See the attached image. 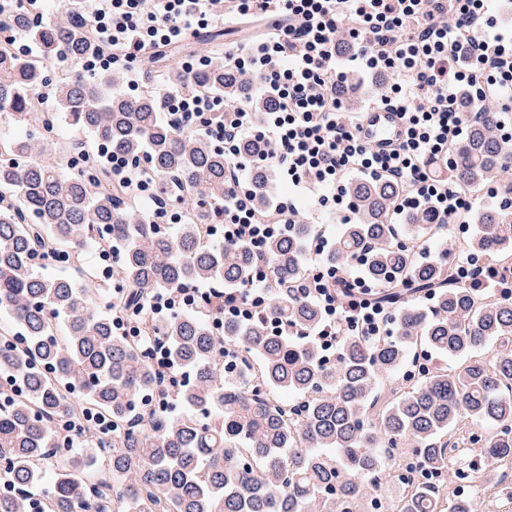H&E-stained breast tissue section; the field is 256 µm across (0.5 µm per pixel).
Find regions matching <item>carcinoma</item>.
Masks as SVG:
<instances>
[{
	"instance_id": "cac0c4a2",
	"label": "carcinoma",
	"mask_w": 512,
	"mask_h": 512,
	"mask_svg": "<svg viewBox=\"0 0 512 512\" xmlns=\"http://www.w3.org/2000/svg\"><path fill=\"white\" fill-rule=\"evenodd\" d=\"M61 17L35 25L37 59L0 44V121L36 123L38 136L0 134V369L24 380L22 394L0 406V512H33L28 493L40 494L42 512H376L385 497L380 473L392 471L401 488L400 512H476L469 499L447 502L448 476L478 474L482 491L502 492L499 469L512 465V295L481 296L451 277L448 266L420 256L433 230L424 212L404 215L409 236L399 238L389 216L401 193L387 182L348 186L358 222L346 224L332 264L366 251L365 275L384 285L397 335L382 342L346 336L336 360L308 341L275 336L256 319L217 330L218 307L169 318L160 328L170 370L157 372L141 341L119 336L109 309L95 300L107 290L86 258L103 244L118 249L112 281L136 304L156 288L207 284L239 288L254 265L244 244L208 240L207 226L224 209V152L206 138L180 134L164 123L150 93L112 95L114 75L52 76L48 63L65 51L73 59L93 42L76 8L60 0ZM173 82L237 97L242 85L216 66ZM51 87L53 110L40 111L38 88ZM68 124L97 143L150 169L165 199L182 210L171 229L150 224L130 189L112 186L97 163L76 162L82 144L59 145ZM508 147L490 120L470 126L453 150L448 177L463 189L501 182L512 195ZM257 199H266L270 170L253 174ZM476 232L466 249L505 266L512 252V210L501 205L466 217ZM313 237L295 224L272 239L266 253L281 283L269 312L300 329L320 313L300 284ZM78 258L48 275L37 254L44 245ZM430 291L433 304L415 297ZM419 346L438 362L384 390L382 375L403 365ZM456 359L448 367L446 358ZM235 369L224 378V366ZM187 370L190 381L179 382ZM174 401L185 412L146 410L150 399ZM112 419V438L89 456L59 442L58 427L75 412ZM491 428L479 461L466 421ZM67 463L46 477L59 453Z\"/></svg>"
}]
</instances>
